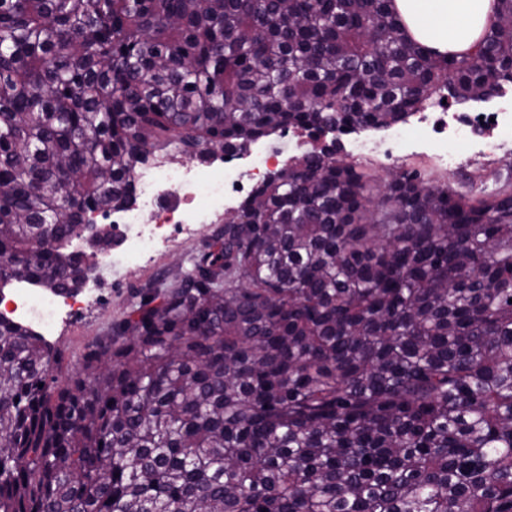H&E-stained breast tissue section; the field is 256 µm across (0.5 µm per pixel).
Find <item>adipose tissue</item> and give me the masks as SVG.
<instances>
[{
    "label": "adipose tissue",
    "instance_id": "ef3b65f1",
    "mask_svg": "<svg viewBox=\"0 0 512 512\" xmlns=\"http://www.w3.org/2000/svg\"><path fill=\"white\" fill-rule=\"evenodd\" d=\"M408 35L436 53L470 51L481 40L496 0H393Z\"/></svg>",
    "mask_w": 512,
    "mask_h": 512
}]
</instances>
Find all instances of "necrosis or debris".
Listing matches in <instances>:
<instances>
[{
  "instance_id": "1",
  "label": "necrosis or debris",
  "mask_w": 512,
  "mask_h": 512,
  "mask_svg": "<svg viewBox=\"0 0 512 512\" xmlns=\"http://www.w3.org/2000/svg\"><path fill=\"white\" fill-rule=\"evenodd\" d=\"M416 137L425 142L423 159L451 171L461 163L460 140H467L474 156H512V96L500 95L491 118L476 112H457L445 103L420 113ZM250 169L241 173L232 160L223 165L203 164L188 168L177 163L141 165L134 174L135 202L127 209L106 214L124 239L112 252L97 258L98 267L117 276L125 265L158 253L175 238H188L196 226L211 223L223 210L225 199L250 194L279 162V154L260 147L250 153ZM11 312L50 328L62 308H80L79 296L55 294L49 298L22 290L11 296Z\"/></svg>"
}]
</instances>
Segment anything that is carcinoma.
Returning <instances> with one entry per match:
<instances>
[{
    "instance_id": "1",
    "label": "carcinoma",
    "mask_w": 512,
    "mask_h": 512,
    "mask_svg": "<svg viewBox=\"0 0 512 512\" xmlns=\"http://www.w3.org/2000/svg\"><path fill=\"white\" fill-rule=\"evenodd\" d=\"M508 85L512 0L446 56L392 0H0V257L75 289L70 241L150 159ZM239 209L62 383L0 313V512H512V176L375 177L333 143Z\"/></svg>"
}]
</instances>
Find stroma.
Listing matches in <instances>:
<instances>
[{
  "label": "stroma",
  "mask_w": 512,
  "mask_h": 512,
  "mask_svg": "<svg viewBox=\"0 0 512 512\" xmlns=\"http://www.w3.org/2000/svg\"><path fill=\"white\" fill-rule=\"evenodd\" d=\"M511 166L512 159L508 157L470 161L456 172L437 174L436 179L461 191L470 179L493 184L495 177L505 176ZM223 226V219H216L195 234L192 242L170 245L153 262L129 265L123 281L116 282L109 275L97 274L81 291L89 302L86 311L73 319L58 318L45 336L58 360L55 377L63 381L79 372L87 347L98 337L107 335L111 327L124 318L134 297L164 287L179 272L190 269L192 260Z\"/></svg>",
  "instance_id": "stroma-1"
}]
</instances>
